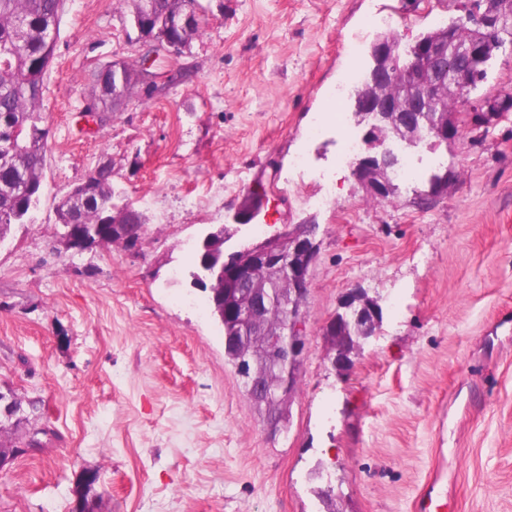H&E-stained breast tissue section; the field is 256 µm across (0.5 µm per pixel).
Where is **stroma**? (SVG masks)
Returning a JSON list of instances; mask_svg holds the SVG:
<instances>
[{
    "instance_id": "35a3bbf8",
    "label": "stroma",
    "mask_w": 512,
    "mask_h": 512,
    "mask_svg": "<svg viewBox=\"0 0 512 512\" xmlns=\"http://www.w3.org/2000/svg\"><path fill=\"white\" fill-rule=\"evenodd\" d=\"M200 2L207 23L180 59L191 80L88 126L93 74L139 46L120 0H65L43 195L0 247V391L37 404L0 426L48 434L0 471V512H71L87 469L102 512H324L322 490L338 512H416L430 485L445 512H512V113L401 146L420 175L381 202L337 168L335 130L310 134L350 112L345 74L365 71L377 35L412 43L469 0ZM104 162L151 233L136 250H65L57 206ZM436 172L447 194L417 206ZM257 186L261 213L238 222ZM216 224L235 227L228 253L318 227L299 384L274 435L185 277ZM351 288L383 322L339 371L322 330Z\"/></svg>"
}]
</instances>
